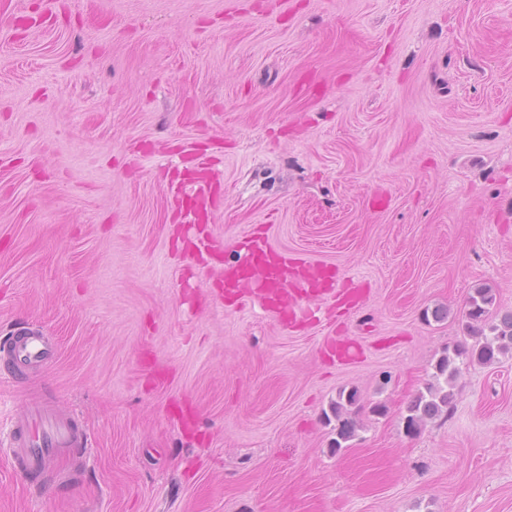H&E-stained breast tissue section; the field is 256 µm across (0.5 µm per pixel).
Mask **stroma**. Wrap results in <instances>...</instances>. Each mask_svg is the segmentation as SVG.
<instances>
[{
	"mask_svg": "<svg viewBox=\"0 0 512 512\" xmlns=\"http://www.w3.org/2000/svg\"><path fill=\"white\" fill-rule=\"evenodd\" d=\"M183 141L222 249L264 227L363 305L285 330L218 298L154 152ZM479 284L512 311V0H0V337L58 345L0 419L48 397L95 444L44 495L0 457V512H512V350L404 431ZM359 402L360 397L357 390L351 389L347 393L343 390L339 392L336 401L331 403L329 413L325 412L324 414L328 424H331L332 420L336 422L333 428L336 437L331 441V449L336 453L348 448L347 443L357 436L359 426L352 416L351 408H357Z\"/></svg>",
	"mask_w": 512,
	"mask_h": 512,
	"instance_id": "1",
	"label": "stroma"
}]
</instances>
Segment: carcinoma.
Wrapping results in <instances>:
<instances>
[{"mask_svg":"<svg viewBox=\"0 0 512 512\" xmlns=\"http://www.w3.org/2000/svg\"><path fill=\"white\" fill-rule=\"evenodd\" d=\"M494 307L495 296L490 288L478 286L472 290L462 316V329L474 343L470 346L458 343L443 349L432 365L433 372L424 390L418 392L407 406L406 434H416L427 420L450 413L456 399L455 380L460 372V362L486 364L512 349V313L499 315ZM359 402L357 390L341 391L331 403L329 412L325 413L327 422H336L332 450L341 451L357 436L358 423L352 416V409L358 407Z\"/></svg>","mask_w":512,"mask_h":512,"instance_id":"obj_1","label":"carcinoma"}]
</instances>
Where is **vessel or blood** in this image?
Listing matches in <instances>:
<instances>
[{
    "mask_svg": "<svg viewBox=\"0 0 512 512\" xmlns=\"http://www.w3.org/2000/svg\"><path fill=\"white\" fill-rule=\"evenodd\" d=\"M167 197L174 223L191 234L194 255L214 253L208 231L224 206V176L207 163L186 157L184 167L169 179ZM234 258L225 260L220 273L224 299L252 302L284 327L297 313L314 314L322 302L353 305L348 290L337 288L336 274L324 263L289 255L275 248L266 233H251L234 247ZM57 356L55 343L39 329L24 326L0 339V381L21 387ZM22 480H36L41 487L57 480L53 460L77 451L91 455L92 441L76 414L62 412L54 403L21 401L13 409L7 430L0 432Z\"/></svg>",
    "mask_w": 512,
    "mask_h": 512,
    "instance_id": "vessel-or-blood-1",
    "label": "vessel or blood"
}]
</instances>
